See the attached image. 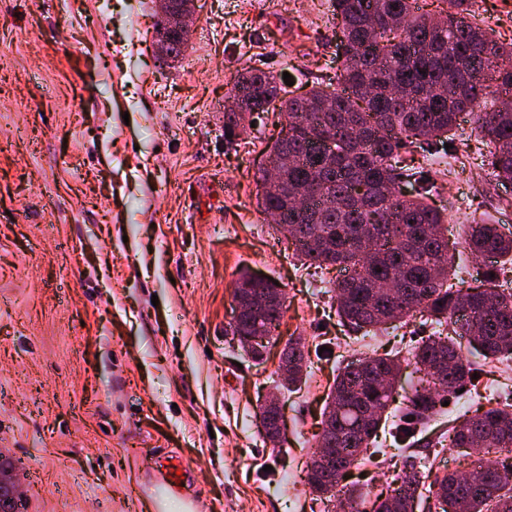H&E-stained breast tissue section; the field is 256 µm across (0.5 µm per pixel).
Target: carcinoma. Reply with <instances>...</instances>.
Here are the masks:
<instances>
[{"label":"carcinoma","instance_id":"obj_1","mask_svg":"<svg viewBox=\"0 0 512 512\" xmlns=\"http://www.w3.org/2000/svg\"><path fill=\"white\" fill-rule=\"evenodd\" d=\"M446 9L431 17L417 0H333L340 41L351 51L342 58L336 85L316 83L304 94L285 98L268 72L252 67L231 90L224 108V133L236 135L246 112L279 110L287 131L279 143L298 159L279 167L276 179L260 176L259 205L277 210L282 224L296 229L295 251L307 262L345 272L336 281V313L350 331L367 335L416 313L446 323L456 336L492 362L512 356V293L493 286L512 264V230L503 224L468 225L465 248L473 258L493 257L479 284L466 289L450 282L455 256L448 251V215L427 202L428 188L410 197L393 188L423 181L402 151L453 139L458 116L471 115L476 129L494 146L488 158L493 175L512 182V43H498L476 22L474 0H443ZM318 138L335 142L319 153ZM271 284L244 271L233 283V298L243 288ZM284 307L257 318L237 319L236 331L252 337V352L262 354L259 339L275 336ZM433 387L416 388L395 410L398 355L369 356L348 362L334 379L323 415L334 431L319 435L328 449L333 477L308 479L334 512H414L422 497L419 471L405 473L401 485L371 509L361 507L363 493L344 484L350 469L390 422L402 435L426 428L441 405L474 385L476 369L448 336L421 339L409 352ZM290 362L306 363L302 337H290L281 351ZM434 446L470 455L474 450L512 448V408L477 409L457 418ZM468 477L448 472L429 493L434 512H512V470L472 465Z\"/></svg>","mask_w":512,"mask_h":512}]
</instances>
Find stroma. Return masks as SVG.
Masks as SVG:
<instances>
[{
	"label": "stroma",
	"instance_id": "stroma-1",
	"mask_svg": "<svg viewBox=\"0 0 512 512\" xmlns=\"http://www.w3.org/2000/svg\"><path fill=\"white\" fill-rule=\"evenodd\" d=\"M512 43V0H476ZM155 0H0V462L17 512H327L305 480L340 362L410 349L420 317L374 335L336 315L335 267L296 255L258 205L275 115L224 139V102L250 67L290 74L288 96L335 81L330 0H196L175 62L154 48ZM469 115L452 148L414 149L438 181L448 246L473 221L512 225V184L491 179ZM285 292L280 340L254 359L227 336L240 270ZM310 352L282 393L287 442L258 406L276 392L282 343ZM512 405V359L485 368L478 403ZM192 466L182 492H147L163 450ZM428 479L470 457L398 450L387 432L350 473L372 494L411 464Z\"/></svg>",
	"mask_w": 512,
	"mask_h": 512
}]
</instances>
